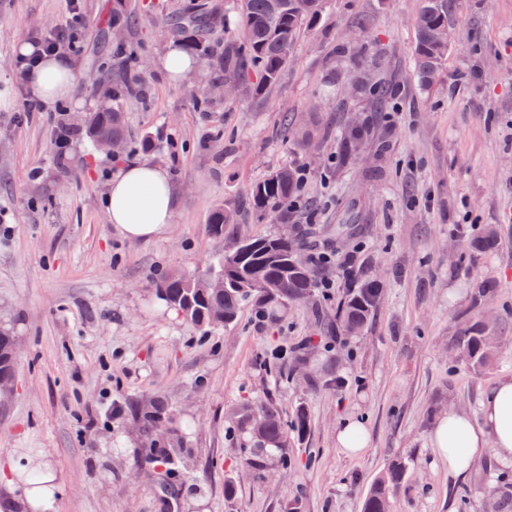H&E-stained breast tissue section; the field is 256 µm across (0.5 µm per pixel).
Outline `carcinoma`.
I'll return each mask as SVG.
<instances>
[{
	"instance_id": "obj_1",
	"label": "carcinoma",
	"mask_w": 512,
	"mask_h": 512,
	"mask_svg": "<svg viewBox=\"0 0 512 512\" xmlns=\"http://www.w3.org/2000/svg\"><path fill=\"white\" fill-rule=\"evenodd\" d=\"M322 0H237L241 33L224 34V39L208 43L204 33L209 31L206 7L191 3L173 19L175 31L185 51L208 62L214 80L243 82L254 75L259 85L276 83L286 66L301 30L321 12ZM450 0H424L416 25L415 71L421 84L430 83L442 69L448 56V46L438 43L436 32L448 26ZM119 71L112 73L111 96L100 112L73 116L66 124L70 132L83 133L90 140L104 133L112 139L127 140L121 102L133 91L138 79L130 77L136 57L124 45L116 46ZM300 188L296 172L280 168L266 178L254 182L247 190L251 209L257 219L275 216L288 217V209ZM234 216L226 210L211 215L210 232L215 237L224 235V225L233 223ZM297 254L294 244L286 237H248L217 255L206 267L165 278L158 288L162 299L186 321L208 332L218 325L236 322L246 303L265 301L282 303L307 297L315 287L309 266L300 268L291 263ZM224 279V288L208 286L213 276ZM380 286L368 281L352 292L338 310L345 330L357 333L368 322L376 304ZM484 329L476 326L463 338L465 355L476 363L487 360L483 348ZM171 411L165 399L153 398L146 407L133 406L135 417L146 432H151L166 421ZM229 432L242 431L252 438L249 454L255 469L263 467L269 451L281 452L282 464L288 463L285 448L288 427L303 431L307 416L301 411L292 425L285 424L270 408L261 412L249 403L235 407L231 412ZM156 457L164 464L188 465L182 448H158ZM405 473L402 463H394L374 483L363 503V512H383L393 492L401 484Z\"/></svg>"
}]
</instances>
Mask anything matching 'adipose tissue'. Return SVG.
Wrapping results in <instances>:
<instances>
[{"instance_id": "1", "label": "adipose tissue", "mask_w": 512, "mask_h": 512, "mask_svg": "<svg viewBox=\"0 0 512 512\" xmlns=\"http://www.w3.org/2000/svg\"><path fill=\"white\" fill-rule=\"evenodd\" d=\"M25 79L45 107L75 98L74 67L64 56L42 57ZM105 204L111 224L129 240L159 235L175 215L167 171L147 162L123 165L108 185ZM430 441L454 479L465 478L472 460L489 450L499 461L512 464V375L502 376L482 393L478 418L448 411L433 428ZM5 488L0 512H52L60 494L52 465L23 453L13 461Z\"/></svg>"}]
</instances>
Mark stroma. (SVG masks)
<instances>
[{
    "mask_svg": "<svg viewBox=\"0 0 512 512\" xmlns=\"http://www.w3.org/2000/svg\"><path fill=\"white\" fill-rule=\"evenodd\" d=\"M184 0H0V324L19 344L12 392L0 397V465L15 451L47 454L61 492L55 512H362L391 465L406 475L390 512H512V465L484 456L453 483L430 446L448 410L477 414L481 393L512 374V0H453L458 33L439 75L422 85L413 53L423 0H323L280 79L195 104L207 66L172 80L158 60L176 35ZM133 23L147 100L122 106L127 160L164 167L176 189L172 224L128 241L104 207L119 167L84 136L61 139L71 103L44 108L13 48L56 30L73 33L76 95L100 102L87 75L112 74V12ZM394 86L376 99L361 83ZM371 135L349 159L341 134L355 121ZM303 171V203L287 223L258 221L247 189L284 167ZM237 221L213 237L209 217ZM495 249L472 243L485 229ZM286 234L302 255L332 254L317 279L335 281L264 315L202 333L161 299L170 274L204 265L237 238ZM383 292L359 334L336 317L347 298L341 265ZM488 281L492 292L477 297ZM492 338L485 365L463 355L473 324ZM173 404L165 442L188 465L148 462L151 441L129 405ZM273 404L285 420L288 467L269 453L246 464L247 435H230L237 404ZM364 422L358 456L336 444L342 418ZM234 482L225 498V482Z\"/></svg>",
    "mask_w": 512,
    "mask_h": 512,
    "instance_id": "1",
    "label": "stroma"
}]
</instances>
